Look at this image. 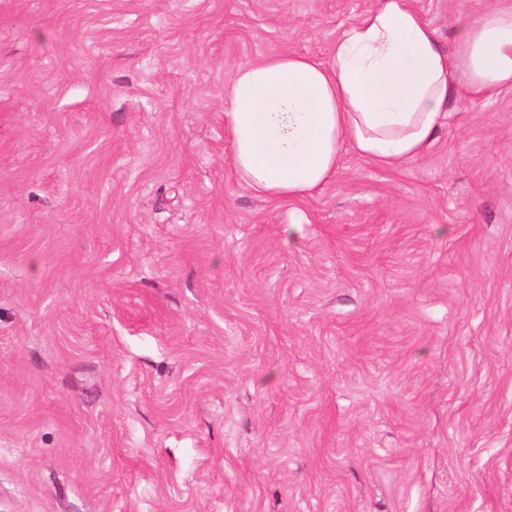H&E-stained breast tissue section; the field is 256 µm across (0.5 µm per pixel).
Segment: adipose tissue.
<instances>
[{
	"label": "adipose tissue",
	"mask_w": 512,
	"mask_h": 512,
	"mask_svg": "<svg viewBox=\"0 0 512 512\" xmlns=\"http://www.w3.org/2000/svg\"><path fill=\"white\" fill-rule=\"evenodd\" d=\"M512 89V0L466 22L443 50L413 0H381L339 35L326 59L280 52L239 65L224 84L228 162L271 201L321 191L350 149L397 168L424 155L449 93Z\"/></svg>",
	"instance_id": "ef3b65f1"
}]
</instances>
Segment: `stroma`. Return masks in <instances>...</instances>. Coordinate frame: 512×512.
<instances>
[{"label": "stroma", "instance_id": "stroma-1", "mask_svg": "<svg viewBox=\"0 0 512 512\" xmlns=\"http://www.w3.org/2000/svg\"><path fill=\"white\" fill-rule=\"evenodd\" d=\"M379 3L0 0V512H512V89L303 200L225 162L235 68Z\"/></svg>", "mask_w": 512, "mask_h": 512}]
</instances>
